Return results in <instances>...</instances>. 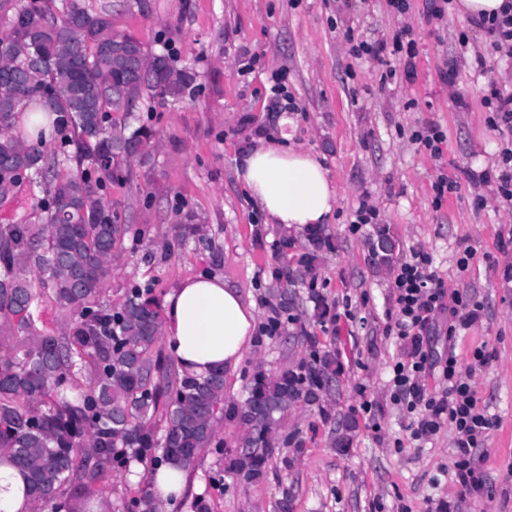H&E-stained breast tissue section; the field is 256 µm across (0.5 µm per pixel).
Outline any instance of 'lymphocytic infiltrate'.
I'll return each mask as SVG.
<instances>
[{
    "mask_svg": "<svg viewBox=\"0 0 512 512\" xmlns=\"http://www.w3.org/2000/svg\"><path fill=\"white\" fill-rule=\"evenodd\" d=\"M471 24L488 34L494 51L512 57V0H505L494 16L472 19ZM410 29L395 33L392 41L360 40L352 44L351 54L376 62L395 56L401 69L390 68L382 73L381 83L398 79L413 80L416 75V42ZM395 300L393 330L404 345L405 358L393 368L394 401L402 403L413 414V439L422 440L436 434L442 426H449L455 434L457 448L455 475L463 492L480 491L485 486L483 474L476 468L474 456L483 447L493 421L480 409L469 382L457 375V356L449 354L442 370L448 382L441 394L426 392L424 379L433 366L423 348V335L440 313H448L453 323L449 333L473 324L480 318L481 306L462 294H447L445 284L430 267L424 252L412 251L398 267L392 282Z\"/></svg>",
    "mask_w": 512,
    "mask_h": 512,
    "instance_id": "obj_1",
    "label": "lymphocytic infiltrate"
}]
</instances>
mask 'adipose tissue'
Segmentation results:
<instances>
[{
    "label": "adipose tissue",
    "instance_id": "ef3b65f1",
    "mask_svg": "<svg viewBox=\"0 0 512 512\" xmlns=\"http://www.w3.org/2000/svg\"><path fill=\"white\" fill-rule=\"evenodd\" d=\"M237 177L267 221L301 230L328 221L335 191L318 156L268 141L243 152ZM165 342L182 372L202 378L236 368L256 325L253 302L222 277L197 275L180 281L163 303ZM23 472L0 459V512H31Z\"/></svg>",
    "mask_w": 512,
    "mask_h": 512
}]
</instances>
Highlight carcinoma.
Masks as SVG:
<instances>
[{
  "label": "carcinoma",
  "mask_w": 512,
  "mask_h": 512,
  "mask_svg": "<svg viewBox=\"0 0 512 512\" xmlns=\"http://www.w3.org/2000/svg\"><path fill=\"white\" fill-rule=\"evenodd\" d=\"M0 185L33 171L43 197L19 222L0 224V457L21 469L34 509L64 498L67 512H91L109 470L133 459L190 469L201 451L220 445L218 413L224 371L203 378L179 373L160 346L162 308L149 285L127 289L117 307L101 301L129 227L112 222L106 183L123 181L122 165L145 163L155 132L117 130L113 115L146 100H179L193 74L118 32L104 11L81 0L15 6L0 0ZM22 112H42L59 140L50 153L16 125ZM293 261L272 271L276 312L294 310L293 288L315 276L330 247L324 226L304 230ZM66 321L50 326L46 314ZM336 382V354L270 377L254 372L248 396L231 406L242 435L231 471L245 485L261 481L276 449L301 452L298 434L271 436L288 411L318 407ZM138 512H159L149 488L134 497Z\"/></svg>",
  "instance_id": "obj_1"
}]
</instances>
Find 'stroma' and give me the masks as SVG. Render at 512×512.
I'll use <instances>...</instances> for the list:
<instances>
[{
  "label": "stroma",
  "instance_id": "1",
  "mask_svg": "<svg viewBox=\"0 0 512 512\" xmlns=\"http://www.w3.org/2000/svg\"><path fill=\"white\" fill-rule=\"evenodd\" d=\"M108 11L115 29L155 53L173 52L194 73L190 94L177 102L139 107L127 131L156 134L148 164L131 162L130 178L103 192L120 223L140 235L126 241L103 298L120 304L131 285H152L158 297L180 280L215 274L252 301L258 323L270 314L271 272L281 255L277 225L246 195L236 159L257 140L288 133L291 145L324 163L336 192L325 226L331 249L320 252L314 280L295 287L297 308L313 309L319 294L331 317L309 321V347L295 324L278 334H255L238 367L226 377L228 400L243 402L255 366L277 374L309 360L313 350L335 352L339 370L326 408L290 411L277 434L298 432L301 454L274 459L264 479L240 484L228 472L226 450L240 434L222 421L220 448L205 449L186 476L172 512H427L428 502H454L456 512H512V202L500 197L494 176L503 140L482 103L493 82L512 83V59L495 53L482 31L449 10L428 21V0H412L405 17L389 15L384 0H82ZM409 27L416 41L417 77L381 85L382 65L354 57L350 39L391 40ZM468 32L467 52L458 38ZM483 65H476V55ZM456 61L455 89L439 78ZM281 79L297 106L273 112L271 86ZM434 124L446 135L440 159L417 149L414 131ZM455 183L435 204L437 176ZM380 212L377 224L353 228L360 201ZM199 224L205 237L183 234ZM396 241L388 261L374 244L377 227ZM467 270L457 260L463 249ZM427 253L448 291L482 306L478 322L448 342V316L436 319L434 346L455 348L459 371L480 408L495 422L475 459L482 492L462 494L454 478V433L413 440L408 416L394 401L390 379L403 346L389 333L395 310L391 282L411 251ZM486 347L487 365L473 351ZM347 434L348 447L334 444Z\"/></svg>",
  "mask_w": 512,
  "mask_h": 512
}]
</instances>
